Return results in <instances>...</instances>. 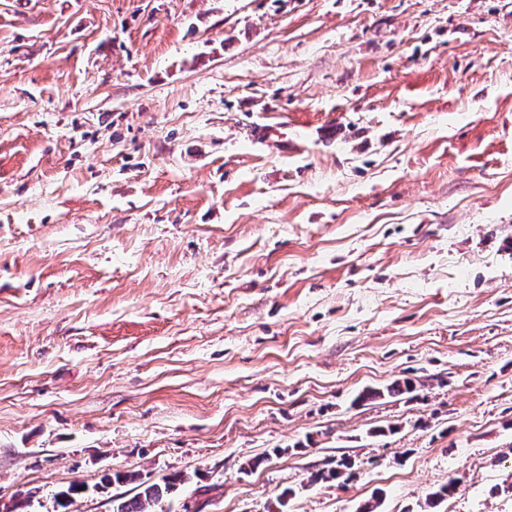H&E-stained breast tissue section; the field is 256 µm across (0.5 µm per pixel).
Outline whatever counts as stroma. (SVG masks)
<instances>
[{"mask_svg": "<svg viewBox=\"0 0 512 512\" xmlns=\"http://www.w3.org/2000/svg\"><path fill=\"white\" fill-rule=\"evenodd\" d=\"M276 117L303 153L241 137ZM113 472L512 512L504 0H0V508ZM416 389L415 382L412 379H403L396 380L392 382L385 388V391H380L376 389H366L363 390L355 399V402L363 403L369 400L375 399L377 397H381L385 395V392L388 396H401L405 394H411Z\"/></svg>", "mask_w": 512, "mask_h": 512, "instance_id": "1", "label": "stroma"}]
</instances>
